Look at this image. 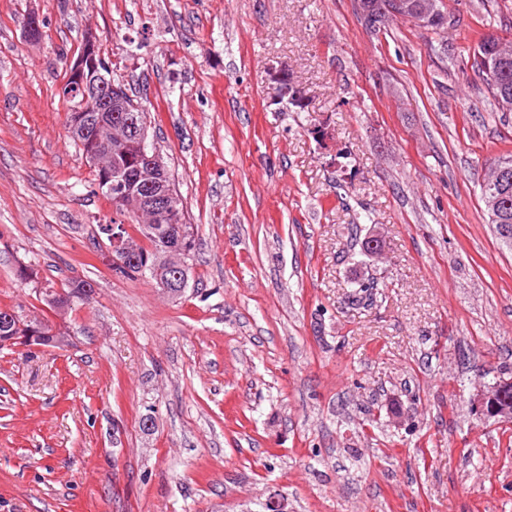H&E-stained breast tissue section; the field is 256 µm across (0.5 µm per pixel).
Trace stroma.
I'll list each match as a JSON object with an SVG mask.
<instances>
[{
    "label": "stroma",
    "mask_w": 512,
    "mask_h": 512,
    "mask_svg": "<svg viewBox=\"0 0 512 512\" xmlns=\"http://www.w3.org/2000/svg\"><path fill=\"white\" fill-rule=\"evenodd\" d=\"M445 3L444 33L373 34L355 0H0V309L95 287L60 347L0 349V512H512V420L480 406L512 378V246L480 199L512 112L464 63L512 0ZM88 32L194 226L181 297L98 231L61 96Z\"/></svg>",
    "instance_id": "obj_1"
}]
</instances>
